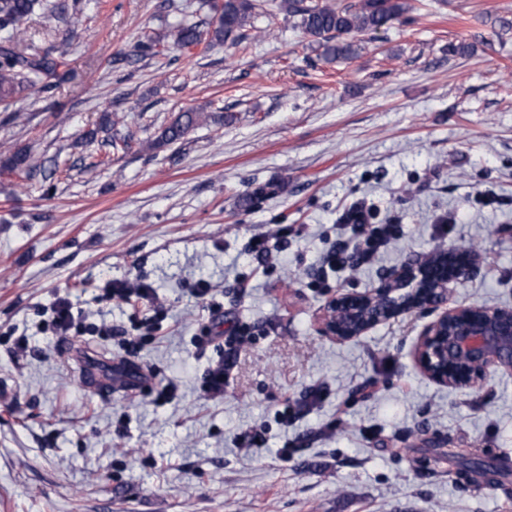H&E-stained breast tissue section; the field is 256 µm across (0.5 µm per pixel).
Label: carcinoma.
<instances>
[{"label":"carcinoma","instance_id":"obj_1","mask_svg":"<svg viewBox=\"0 0 512 512\" xmlns=\"http://www.w3.org/2000/svg\"><path fill=\"white\" fill-rule=\"evenodd\" d=\"M214 14V22L204 34L195 23H179L167 34L169 45L191 51L203 44L207 47L244 38L242 30L251 24L256 4L253 0H207ZM42 7V0H0V30L8 33L5 44L0 45V102L4 109L14 103V97L26 87L34 88L42 79L62 81L67 72L65 53L57 57L26 52L21 48L22 33L16 25ZM410 8L408 0H356L345 5L308 4L306 0H280L278 9L289 16L300 17L303 31L314 37L327 58L351 59L358 46L344 36L376 31L397 19ZM202 110L191 108L179 115L160 136L164 144L173 143L198 123ZM3 169L19 176L30 175V155L19 149L4 162Z\"/></svg>","mask_w":512,"mask_h":512}]
</instances>
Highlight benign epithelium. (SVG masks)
<instances>
[{
    "instance_id": "7a95c632",
    "label": "benign epithelium",
    "mask_w": 512,
    "mask_h": 512,
    "mask_svg": "<svg viewBox=\"0 0 512 512\" xmlns=\"http://www.w3.org/2000/svg\"><path fill=\"white\" fill-rule=\"evenodd\" d=\"M474 256L468 249H445L395 271L384 288L333 298L323 335L353 340L380 323L446 302L448 285L473 267ZM417 360L430 378L451 387L476 388L498 369L512 372V308L444 311L421 337Z\"/></svg>"
}]
</instances>
